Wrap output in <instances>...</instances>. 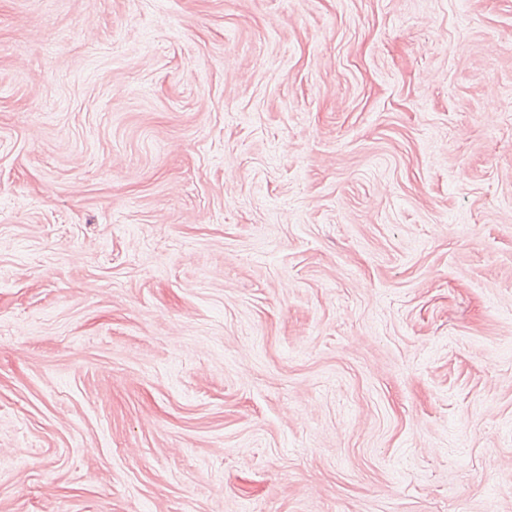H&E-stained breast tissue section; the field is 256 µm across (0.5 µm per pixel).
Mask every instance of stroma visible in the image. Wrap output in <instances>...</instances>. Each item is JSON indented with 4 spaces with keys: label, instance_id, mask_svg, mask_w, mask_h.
<instances>
[{
    "label": "stroma",
    "instance_id": "obj_1",
    "mask_svg": "<svg viewBox=\"0 0 512 512\" xmlns=\"http://www.w3.org/2000/svg\"><path fill=\"white\" fill-rule=\"evenodd\" d=\"M512 512V0H0V512Z\"/></svg>",
    "mask_w": 512,
    "mask_h": 512
}]
</instances>
